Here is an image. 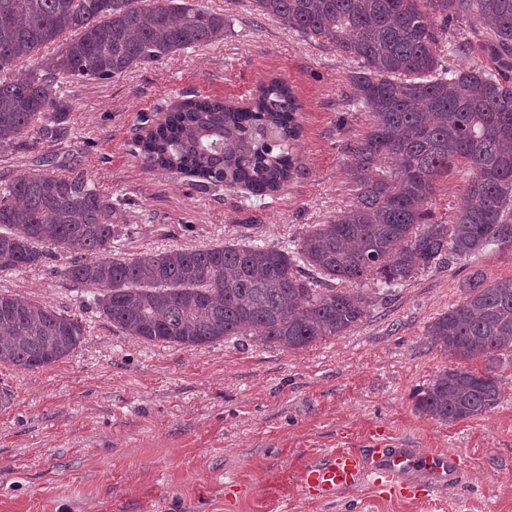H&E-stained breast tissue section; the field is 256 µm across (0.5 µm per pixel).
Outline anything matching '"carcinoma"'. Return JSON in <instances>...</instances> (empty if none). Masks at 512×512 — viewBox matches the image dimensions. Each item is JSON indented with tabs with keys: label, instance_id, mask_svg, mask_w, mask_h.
<instances>
[{
	"label": "carcinoma",
	"instance_id": "carcinoma-1",
	"mask_svg": "<svg viewBox=\"0 0 512 512\" xmlns=\"http://www.w3.org/2000/svg\"><path fill=\"white\" fill-rule=\"evenodd\" d=\"M258 15L329 46L357 69L342 92L373 125L347 147L356 201L315 224L289 248L226 242L136 257L114 248L124 235L112 197L55 160L0 182V270L42 266L71 254L60 274L92 294L112 326L145 342L202 347L251 337L299 350L341 336L367 316V280L392 288L449 258L512 244V0H251ZM483 26L475 42H447L460 16ZM75 37L38 68L0 76V152L67 136L60 84L111 80L140 64L224 36V14L202 0H0V73L64 33ZM488 57L489 68L444 58ZM300 104L277 77L243 105L188 98L166 109L138 144L149 165L262 200L297 171ZM394 168L384 177L381 163ZM463 164L469 178L452 224L427 203L438 178ZM81 321L27 297L0 293V365L35 370L83 342ZM465 361L512 355V277L486 286L474 273L465 298L427 330ZM502 398L499 378L450 367L416 406L445 424L483 415Z\"/></svg>",
	"mask_w": 512,
	"mask_h": 512
}]
</instances>
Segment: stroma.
<instances>
[{
	"label": "stroma",
	"mask_w": 512,
	"mask_h": 512,
	"mask_svg": "<svg viewBox=\"0 0 512 512\" xmlns=\"http://www.w3.org/2000/svg\"><path fill=\"white\" fill-rule=\"evenodd\" d=\"M204 2L223 13V39L111 81L65 85L67 137L0 153V178L34 171L41 155L75 165L121 203L131 233L120 249L131 255L247 237L281 248L349 208L346 145L371 126L341 99L354 63L259 17L249 0ZM272 75L302 106L298 171L283 190L256 202L145 162L135 137L155 110L187 95L245 102ZM467 177L457 167L439 178L428 204L436 221L452 223ZM67 262L0 271V292L85 328L51 366L0 365V512H512V356L469 363L499 377L503 397L488 413L442 424L415 405L452 365L428 324L463 300L471 272L512 277V246L432 266L381 297L360 283L374 296L367 316L295 351L248 337L201 348L133 339L53 274ZM378 431L422 454L457 452L460 480L428 499L365 484L324 501L301 488L307 465L365 450Z\"/></svg>",
	"instance_id": "obj_1"
}]
</instances>
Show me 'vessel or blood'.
Segmentation results:
<instances>
[{
	"instance_id": "vessel-or-blood-1",
	"label": "vessel or blood",
	"mask_w": 512,
	"mask_h": 512,
	"mask_svg": "<svg viewBox=\"0 0 512 512\" xmlns=\"http://www.w3.org/2000/svg\"><path fill=\"white\" fill-rule=\"evenodd\" d=\"M458 469L451 451L425 455L413 448H399L390 440L373 441L364 453L342 452L305 468L302 486L325 499L368 483L382 493L403 498L434 495Z\"/></svg>"
}]
</instances>
